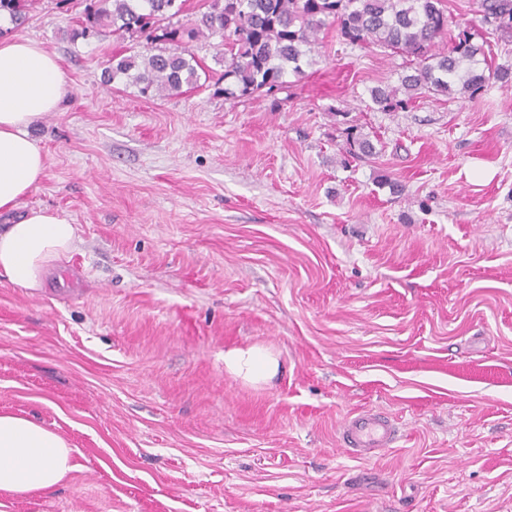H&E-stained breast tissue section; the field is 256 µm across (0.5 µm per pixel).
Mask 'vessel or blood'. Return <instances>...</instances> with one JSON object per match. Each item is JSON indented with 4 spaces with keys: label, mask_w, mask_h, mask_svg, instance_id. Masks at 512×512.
I'll use <instances>...</instances> for the list:
<instances>
[{
    "label": "vessel or blood",
    "mask_w": 512,
    "mask_h": 512,
    "mask_svg": "<svg viewBox=\"0 0 512 512\" xmlns=\"http://www.w3.org/2000/svg\"><path fill=\"white\" fill-rule=\"evenodd\" d=\"M338 434L348 454L370 459L393 447L399 438V427L383 412L365 409L345 417L339 425Z\"/></svg>",
    "instance_id": "vessel-or-blood-1"
}]
</instances>
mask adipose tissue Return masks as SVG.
I'll return each instance as SVG.
<instances>
[{
  "mask_svg": "<svg viewBox=\"0 0 512 512\" xmlns=\"http://www.w3.org/2000/svg\"><path fill=\"white\" fill-rule=\"evenodd\" d=\"M65 94L58 59L40 42L0 38V212L16 209L41 180L45 158L31 125L57 111ZM77 228L46 208H33L0 230V273L13 284L41 287L44 274L75 247ZM232 372L266 382L279 363L256 349L224 355ZM71 446L55 431L22 415L0 413V491L55 490L72 471Z\"/></svg>",
  "mask_w": 512,
  "mask_h": 512,
  "instance_id": "1",
  "label": "adipose tissue"
}]
</instances>
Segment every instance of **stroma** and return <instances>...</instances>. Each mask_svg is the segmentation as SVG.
<instances>
[{"label": "stroma", "mask_w": 512, "mask_h": 512, "mask_svg": "<svg viewBox=\"0 0 512 512\" xmlns=\"http://www.w3.org/2000/svg\"><path fill=\"white\" fill-rule=\"evenodd\" d=\"M81 10L14 32L66 79L18 210L78 239L41 288L0 276V413L76 468L0 512H512V89L374 109L405 57L331 27L280 105L225 98L215 39L206 86L148 99L102 76L144 40L72 38ZM250 347L272 380L227 370ZM370 408L402 437L359 460L337 428ZM224 365L252 382H267L279 371L276 359L256 349L233 350L224 354Z\"/></svg>", "instance_id": "obj_1"}]
</instances>
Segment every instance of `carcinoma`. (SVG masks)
Wrapping results in <instances>:
<instances>
[{"label":"carcinoma","mask_w":512,"mask_h":512,"mask_svg":"<svg viewBox=\"0 0 512 512\" xmlns=\"http://www.w3.org/2000/svg\"><path fill=\"white\" fill-rule=\"evenodd\" d=\"M177 0H85L76 37L110 32L134 38L150 26L157 35L153 51L114 56L105 83L126 81L144 98L197 85L200 75L188 44L201 38L224 40V79L232 97L269 95L285 77L304 74L320 32L336 25V36L352 45L376 46L402 55L410 73L398 87L376 86L372 103L382 111L403 109L417 96L475 94L489 79L512 88V66L485 71L492 49L466 30L450 36L443 0H204L191 27L173 18ZM30 0H0V11L23 23ZM483 22L500 42L512 39V0H479Z\"/></svg>","instance_id":"obj_1"}]
</instances>
